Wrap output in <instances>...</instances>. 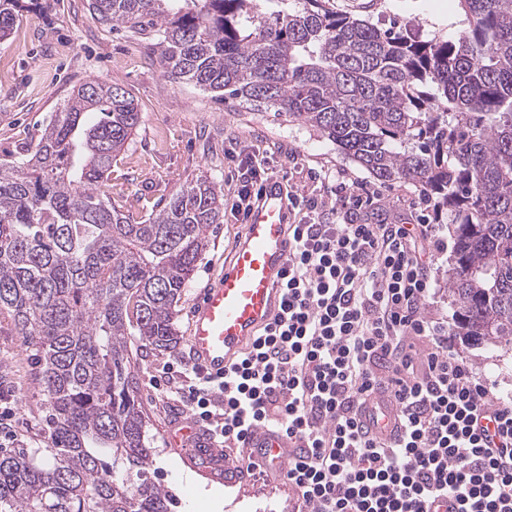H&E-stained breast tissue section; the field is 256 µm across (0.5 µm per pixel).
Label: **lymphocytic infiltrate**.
Returning a JSON list of instances; mask_svg holds the SVG:
<instances>
[{
  "label": "lymphocytic infiltrate",
  "instance_id": "obj_1",
  "mask_svg": "<svg viewBox=\"0 0 512 512\" xmlns=\"http://www.w3.org/2000/svg\"><path fill=\"white\" fill-rule=\"evenodd\" d=\"M240 168L231 211L245 217L268 181L265 158ZM336 191V207L289 191L279 314L223 375L174 356L177 394L218 447L284 432L296 512H427L441 498L456 512H512V395H493L424 312L448 249L437 225L390 222L371 214L369 193ZM376 394L399 406L393 440L361 419Z\"/></svg>",
  "mask_w": 512,
  "mask_h": 512
}]
</instances>
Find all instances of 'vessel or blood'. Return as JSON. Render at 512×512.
<instances>
[{
	"label": "vessel or blood",
	"instance_id": "b4317fda",
	"mask_svg": "<svg viewBox=\"0 0 512 512\" xmlns=\"http://www.w3.org/2000/svg\"><path fill=\"white\" fill-rule=\"evenodd\" d=\"M291 214L284 186L268 181L251 210L245 233L233 257L215 283L203 291L189 328L188 345L194 362L217 375L246 351L260 330L271 323L279 311V283L289 253L288 224ZM372 429L389 435L394 412L386 403L370 404ZM251 448L281 450L280 465L291 456L287 438L279 432L259 429L247 441ZM204 469L223 475L232 483L236 470L233 457L223 449L208 451Z\"/></svg>",
	"mask_w": 512,
	"mask_h": 512
}]
</instances>
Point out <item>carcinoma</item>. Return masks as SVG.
<instances>
[{"mask_svg":"<svg viewBox=\"0 0 512 512\" xmlns=\"http://www.w3.org/2000/svg\"><path fill=\"white\" fill-rule=\"evenodd\" d=\"M263 0H90L160 48L174 79L318 131L375 180L421 188L453 226L455 335L512 338V0H458L465 28L423 39L329 0L258 20ZM24 0H0V40ZM140 121L125 89L73 90L35 146L0 163V315L39 364L50 444L0 450V512H171L128 337L174 352L182 289L222 192L186 181L133 222L101 192Z\"/></svg>","mask_w":512,"mask_h":512,"instance_id":"obj_1","label":"carcinoma"}]
</instances>
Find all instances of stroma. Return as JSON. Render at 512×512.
I'll list each match as a JSON object with an SVG mask.
<instances>
[{"label": "stroma", "instance_id": "stroma-1", "mask_svg": "<svg viewBox=\"0 0 512 512\" xmlns=\"http://www.w3.org/2000/svg\"><path fill=\"white\" fill-rule=\"evenodd\" d=\"M337 13L368 19L386 29L407 28L431 38L448 34L461 20L455 0H330ZM99 79L128 90L141 112L140 122L112 164L103 190L123 214L141 219L164 203L186 181H213L232 201L240 152L252 148L267 158L269 178L298 189L318 187V177L374 191L379 205L401 218L421 210L422 194L409 182L389 187L343 160L335 145L313 128L274 112L248 108L235 100L185 81L168 78L158 53L140 35L115 31L102 23L89 0H28L10 38L0 43V158L20 143H37L40 129L59 111L74 88ZM245 225L223 210L208 231L209 246L176 305L175 327L186 336L190 314L202 288L232 258ZM458 354L494 383L512 392V343L470 345L454 337ZM170 353L152 350L135 377L147 434L156 454L152 478L173 495L171 512H211L204 496L217 483L194 468L192 448H175L169 439L188 410L168 391L164 366ZM33 350L13 321L0 315V405L11 408L13 447L35 450L47 444L45 397L38 385ZM222 512H295L284 478L258 475L224 490Z\"/></svg>", "mask_w": 512, "mask_h": 512}]
</instances>
